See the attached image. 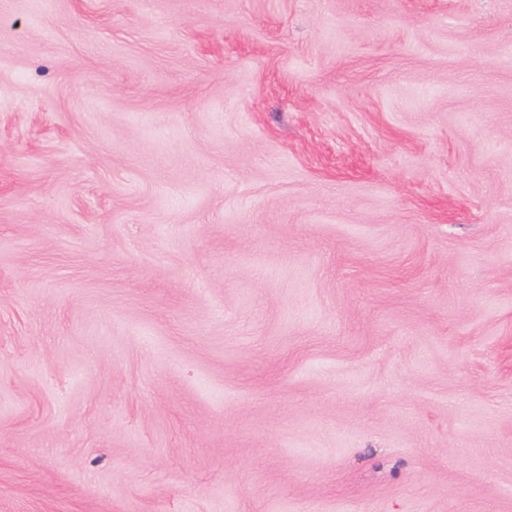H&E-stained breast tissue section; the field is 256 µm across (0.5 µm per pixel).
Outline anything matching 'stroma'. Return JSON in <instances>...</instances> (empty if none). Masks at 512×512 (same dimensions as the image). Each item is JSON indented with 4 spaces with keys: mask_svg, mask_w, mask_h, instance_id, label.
Listing matches in <instances>:
<instances>
[{
    "mask_svg": "<svg viewBox=\"0 0 512 512\" xmlns=\"http://www.w3.org/2000/svg\"><path fill=\"white\" fill-rule=\"evenodd\" d=\"M0 512H512V0H0Z\"/></svg>",
    "mask_w": 512,
    "mask_h": 512,
    "instance_id": "1",
    "label": "stroma"
}]
</instances>
